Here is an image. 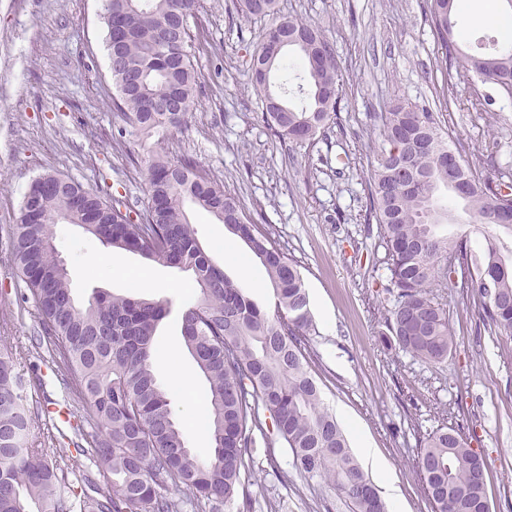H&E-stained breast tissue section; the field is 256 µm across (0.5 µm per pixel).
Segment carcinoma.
I'll use <instances>...</instances> for the list:
<instances>
[{"label": "carcinoma", "instance_id": "obj_1", "mask_svg": "<svg viewBox=\"0 0 512 512\" xmlns=\"http://www.w3.org/2000/svg\"><path fill=\"white\" fill-rule=\"evenodd\" d=\"M198 0H104L103 20L116 95L112 110L133 128L165 134L185 124L195 105V36L189 20ZM247 17L275 14V0H236ZM448 0H431L430 21L449 65L512 98V48L496 54L457 56ZM295 39L307 75L309 103L290 107L270 85L253 83L274 136L303 142L336 116L342 79L332 44L316 24L283 18L270 30ZM384 140L427 138L431 150L412 157L416 182L399 171L406 153L379 154L368 182L369 213L388 250V291L395 303L385 327L402 351L425 362L448 357V312L431 288L448 278L451 257L469 279L463 296L478 304L483 324L512 335V255L493 236L479 251L467 241L437 234L456 221L462 206L469 221L501 225L512 216V182L484 177L470 166L448 182L440 156L450 151L448 133L424 107L394 102L382 115ZM149 203L133 220L120 201L108 205L81 183L61 174L39 176L24 195L12 252L41 316L49 360L77 404V430L85 444L71 455L29 442L39 410L22 397L17 354L0 345V512H182L198 497L232 504L244 488L255 433H273L292 457V467L331 485L352 512H386V506L352 455L336 420L322 406L303 339L313 327L309 298L297 264L277 247L239 201L190 158L152 156L145 167ZM196 205L224 224L259 259L275 297L262 309L246 289L213 261L190 224ZM75 224L110 255L136 253L167 268L191 271L199 297L183 305L181 336L208 385L205 403L211 448L188 446L168 389L154 371L156 332L169 301L138 294L97 291L84 304L74 297L70 273L58 259L55 227ZM90 461L99 478L69 481ZM435 512H490L484 464L462 435L428 436L417 462ZM172 487L178 499L158 493Z\"/></svg>", "mask_w": 512, "mask_h": 512}]
</instances>
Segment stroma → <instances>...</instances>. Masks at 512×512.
<instances>
[{"mask_svg": "<svg viewBox=\"0 0 512 512\" xmlns=\"http://www.w3.org/2000/svg\"><path fill=\"white\" fill-rule=\"evenodd\" d=\"M429 8L428 0H277L278 17L322 29L345 80L336 123L295 143L271 134L252 86V56L269 20L203 0L192 27L202 44L198 103L183 128L150 136L112 110L103 0H0V337L30 380L26 402H67L46 353L30 344L40 315L12 266V231L28 186L39 175L63 174L138 214L147 205L141 162L156 152L188 157L238 196L296 262L313 320L305 340L310 371L338 422H353L388 462L404 512H434L417 460L440 429L459 432L482 455L490 512H512V337L485 326L451 279L434 290L453 338L447 358L424 362L384 336L393 304L388 252L379 225L366 220L368 178L386 146L381 112L398 100L425 106L465 164L493 179L512 174V99L479 81L444 91ZM188 215L225 273L272 308L262 265L225 260L223 224L194 206ZM56 244L81 302L98 290L125 293L149 274L155 286L146 297L172 301L157 338L156 375L167 386L176 369L194 370L180 333L192 273L125 251L101 262L99 244L73 224L57 226ZM287 460L280 442L258 440L244 485L251 512H350L324 481L293 471L280 479L276 468Z\"/></svg>", "mask_w": 512, "mask_h": 512, "instance_id": "1", "label": "stroma"}]
</instances>
